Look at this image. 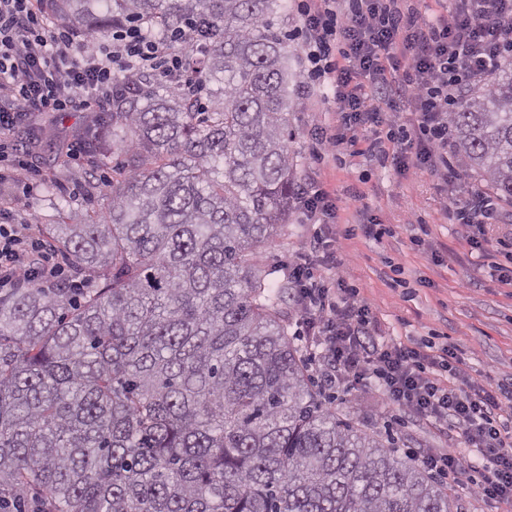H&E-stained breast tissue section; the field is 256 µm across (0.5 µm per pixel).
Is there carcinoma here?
Instances as JSON below:
<instances>
[{
	"instance_id": "cac0c4a2",
	"label": "carcinoma",
	"mask_w": 512,
	"mask_h": 512,
	"mask_svg": "<svg viewBox=\"0 0 512 512\" xmlns=\"http://www.w3.org/2000/svg\"><path fill=\"white\" fill-rule=\"evenodd\" d=\"M93 37L191 27L207 103L112 96L124 156L84 224H50L96 288L0 291V512H452L448 487L342 419L280 318L264 249L296 195L284 0H45ZM457 156L512 207V58L451 112Z\"/></svg>"
}]
</instances>
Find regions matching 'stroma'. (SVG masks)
<instances>
[{
    "label": "stroma",
    "instance_id": "obj_1",
    "mask_svg": "<svg viewBox=\"0 0 512 512\" xmlns=\"http://www.w3.org/2000/svg\"><path fill=\"white\" fill-rule=\"evenodd\" d=\"M296 61L298 106L293 115L296 133L297 184L305 186L310 172H318L324 185L339 199L344 225L379 222L394 230L391 238L376 242L360 236L343 240L348 257L343 276L350 287L372 305L381 327V341L448 346L456 365L471 378L491 371L512 374V286L491 277L488 259H476L457 225L445 211L473 189L466 176L447 182L427 168L399 173L364 158H317L314 134L335 120V105L308 92L303 70L306 53L301 39L289 41ZM91 121L85 112H46L29 123L38 142L33 170L26 179L32 192L17 196L0 213V224L37 213L42 223L80 224L102 206L112 189V168L119 155L91 162L88 155L57 167L55 159L67 142L85 133ZM63 213H56V205ZM317 232L305 223L298 207H290L274 242L264 253V264L274 279L287 280L288 260ZM423 236L424 245L412 244ZM336 411L353 419L370 434L392 431L399 454L432 448H454L465 461L462 481L476 478L480 463L465 445L460 432L443 430L385 409L377 384L357 386L353 392L333 388Z\"/></svg>",
    "mask_w": 512,
    "mask_h": 512
}]
</instances>
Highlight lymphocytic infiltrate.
<instances>
[{
    "label": "lymphocytic infiltrate",
    "instance_id": "lymphocytic-infiltrate-1",
    "mask_svg": "<svg viewBox=\"0 0 512 512\" xmlns=\"http://www.w3.org/2000/svg\"><path fill=\"white\" fill-rule=\"evenodd\" d=\"M404 0H300V28L308 77L326 88L336 105V122L317 135L324 154L368 156L380 165L430 166L443 178L458 175L449 114L464 85L496 66L512 46V0H448L446 12L427 18ZM75 33L51 21L41 0H0V205L14 201L6 190L27 169L16 145L20 129L35 112L92 110L128 88V76L149 72L189 87L186 66L194 49L189 32L166 39L140 25H115L97 53L73 54ZM401 72L388 84L387 71ZM361 83H354V75ZM390 90L403 113L375 107ZM301 212L320 230L293 258L288 280L296 291L299 335L315 336L329 385L376 381L386 408L461 430L482 461L472 493L512 507V375H485L461 388L447 354L422 346L378 341L370 303L347 287L341 236L380 240L377 224L336 229L334 193L320 185L299 196ZM471 247H479L482 225L499 221L497 202L486 195L449 211ZM35 216L0 224V288L53 284L61 271L45 263L29 241Z\"/></svg>",
    "mask_w": 512,
    "mask_h": 512
}]
</instances>
